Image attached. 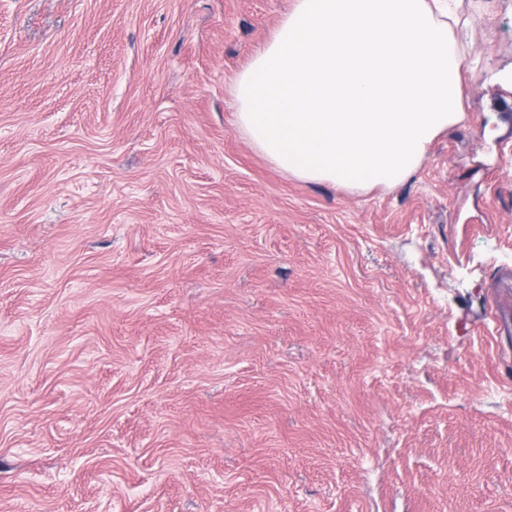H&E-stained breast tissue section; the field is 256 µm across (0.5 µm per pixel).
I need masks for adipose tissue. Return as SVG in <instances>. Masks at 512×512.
<instances>
[{"label": "adipose tissue", "instance_id": "1", "mask_svg": "<svg viewBox=\"0 0 512 512\" xmlns=\"http://www.w3.org/2000/svg\"><path fill=\"white\" fill-rule=\"evenodd\" d=\"M447 0H293L237 73L235 123L277 169L392 188L464 116Z\"/></svg>", "mask_w": 512, "mask_h": 512}]
</instances>
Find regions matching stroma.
Instances as JSON below:
<instances>
[{"instance_id": "1", "label": "stroma", "mask_w": 512, "mask_h": 512, "mask_svg": "<svg viewBox=\"0 0 512 512\" xmlns=\"http://www.w3.org/2000/svg\"><path fill=\"white\" fill-rule=\"evenodd\" d=\"M353 194L236 130L291 0H0V512H512V0Z\"/></svg>"}]
</instances>
